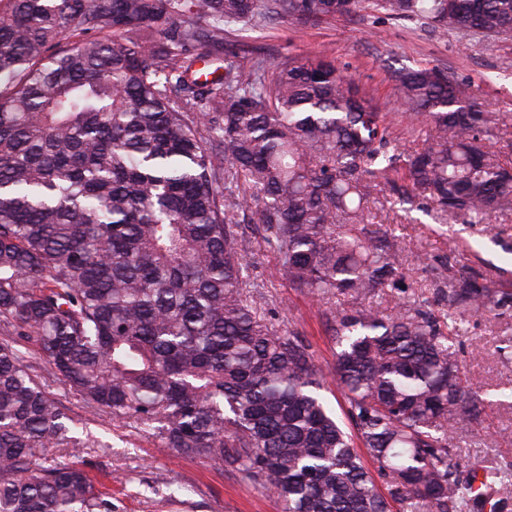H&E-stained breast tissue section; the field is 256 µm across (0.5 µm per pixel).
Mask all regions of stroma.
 Segmentation results:
<instances>
[{
	"mask_svg": "<svg viewBox=\"0 0 512 512\" xmlns=\"http://www.w3.org/2000/svg\"><path fill=\"white\" fill-rule=\"evenodd\" d=\"M245 63L269 54L306 55L327 48L338 66H349L373 92L382 111L395 112L391 74L401 67L429 65L453 72L467 96L483 109L512 121V36L475 38L459 43L441 38L412 21L396 22L382 13L360 12L321 23H276L238 32ZM377 221L405 239L403 263L412 287L429 288L439 265L449 274L466 272L500 288L512 289V211L491 225L437 224L418 210L372 204ZM248 273L266 286L269 304L285 327L303 331L323 373H330L337 347L318 307L290 288L277 258L262 241L247 246ZM499 320L478 317L461 338L465 369L480 391L485 411L478 424L460 435L453 460L460 469L490 466L512 471V358L500 352L506 338ZM69 414L88 430L105 435L108 445L87 449L89 476L112 498L114 512H277L273 497L240 480L231 468L219 469L180 456L141 431L134 422H101L77 394L63 399Z\"/></svg>",
	"mask_w": 512,
	"mask_h": 512,
	"instance_id": "1",
	"label": "stroma"
}]
</instances>
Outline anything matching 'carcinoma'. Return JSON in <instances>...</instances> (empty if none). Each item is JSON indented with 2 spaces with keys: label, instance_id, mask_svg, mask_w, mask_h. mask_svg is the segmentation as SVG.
<instances>
[{
  "label": "carcinoma",
  "instance_id": "obj_1",
  "mask_svg": "<svg viewBox=\"0 0 512 512\" xmlns=\"http://www.w3.org/2000/svg\"><path fill=\"white\" fill-rule=\"evenodd\" d=\"M364 10L461 42L512 34V0H0V512H113L77 463L100 442L26 342L97 414L234 467L280 512H504L501 472L449 455L484 412L460 337L511 318L512 290L461 274L383 308L404 246L368 203L418 200L442 227L512 209V124L437 67L398 69L418 133L401 147L327 51L246 70L230 40ZM249 209L323 306L348 430L247 274Z\"/></svg>",
  "mask_w": 512,
  "mask_h": 512
}]
</instances>
